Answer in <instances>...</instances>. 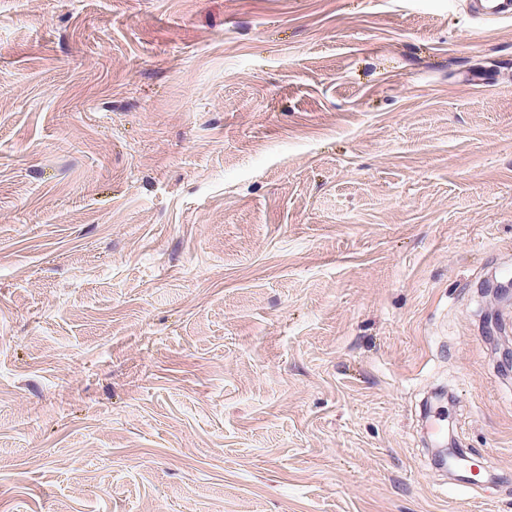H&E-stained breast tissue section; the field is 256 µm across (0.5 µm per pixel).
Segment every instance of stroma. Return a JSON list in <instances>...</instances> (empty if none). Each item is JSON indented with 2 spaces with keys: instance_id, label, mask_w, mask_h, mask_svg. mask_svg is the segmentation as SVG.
Wrapping results in <instances>:
<instances>
[{
  "instance_id": "35a3bbf8",
  "label": "stroma",
  "mask_w": 512,
  "mask_h": 512,
  "mask_svg": "<svg viewBox=\"0 0 512 512\" xmlns=\"http://www.w3.org/2000/svg\"><path fill=\"white\" fill-rule=\"evenodd\" d=\"M508 277L512 19L0 0V512H512ZM510 281L506 283H494L484 290V297L489 298V304L484 310L483 321L487 333L500 332L497 319V306L506 303L510 294Z\"/></svg>"
}]
</instances>
